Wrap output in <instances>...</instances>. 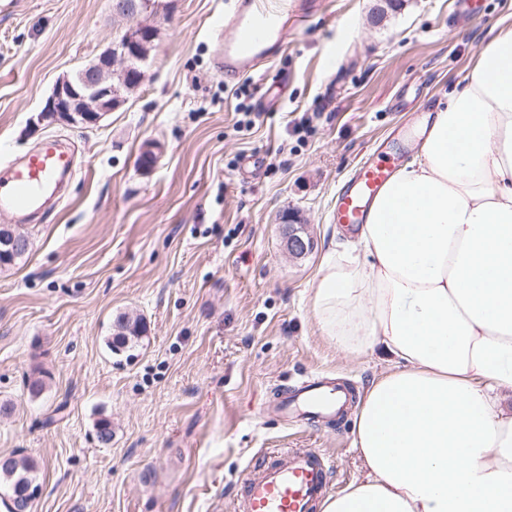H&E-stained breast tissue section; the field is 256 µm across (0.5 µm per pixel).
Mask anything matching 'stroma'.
<instances>
[{
	"label": "stroma",
	"mask_w": 512,
	"mask_h": 512,
	"mask_svg": "<svg viewBox=\"0 0 512 512\" xmlns=\"http://www.w3.org/2000/svg\"><path fill=\"white\" fill-rule=\"evenodd\" d=\"M162 2L142 83L81 130L30 119L126 21L111 0H0V167L49 135L77 155L60 203L21 226L29 252L0 272V403L13 406L0 457L37 462L34 512H235L244 473L277 448L331 455L333 491L361 477L355 408L331 424L269 409L312 375L361 400L387 366L338 351L313 314L324 258L355 239L334 220L337 192L369 154L411 160L426 111L512 26V0H485L477 19L456 0H289L312 6L313 26L227 77L214 50L233 0ZM149 141L161 149L146 167ZM291 212L314 240L300 259L282 236ZM122 314L147 331L115 355Z\"/></svg>",
	"instance_id": "1"
}]
</instances>
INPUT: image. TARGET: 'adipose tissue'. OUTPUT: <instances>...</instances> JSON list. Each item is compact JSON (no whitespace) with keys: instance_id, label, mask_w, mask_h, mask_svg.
Masks as SVG:
<instances>
[{"instance_id":"adipose-tissue-1","label":"adipose tissue","mask_w":512,"mask_h":512,"mask_svg":"<svg viewBox=\"0 0 512 512\" xmlns=\"http://www.w3.org/2000/svg\"><path fill=\"white\" fill-rule=\"evenodd\" d=\"M411 161L312 290L343 353L382 351L323 512H512V27L438 102Z\"/></svg>"}]
</instances>
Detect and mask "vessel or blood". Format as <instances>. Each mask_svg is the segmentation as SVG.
<instances>
[{
    "label": "vessel or blood",
    "instance_id": "obj_1",
    "mask_svg": "<svg viewBox=\"0 0 512 512\" xmlns=\"http://www.w3.org/2000/svg\"><path fill=\"white\" fill-rule=\"evenodd\" d=\"M230 40L218 41L217 57L224 73L245 74L265 61L288 23L267 0H243L229 19ZM394 159L366 160L341 189L336 221L350 227L366 220L374 198L394 172ZM76 167L74 151L48 136L0 172V211L31 214L46 198L56 196ZM348 391L322 381L304 380L276 405L284 418L316 416L335 419L345 408ZM334 463L311 448H288L270 462L254 466L242 480L235 512H319L331 489Z\"/></svg>",
    "mask_w": 512,
    "mask_h": 512
}]
</instances>
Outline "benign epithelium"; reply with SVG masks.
Segmentation results:
<instances>
[{
    "instance_id": "1",
    "label": "benign epithelium",
    "mask_w": 512,
    "mask_h": 512,
    "mask_svg": "<svg viewBox=\"0 0 512 512\" xmlns=\"http://www.w3.org/2000/svg\"><path fill=\"white\" fill-rule=\"evenodd\" d=\"M130 41L122 45L109 44L85 68L74 75L59 78L31 124L39 126L66 125L92 129L99 125L109 112L125 102V95L118 88L115 77H125L133 69L131 62L149 59L157 27L138 22L128 26ZM288 254L304 257L313 248V239L306 225L298 218L288 220L283 230ZM29 249V242L19 238L6 224H0V254L17 255Z\"/></svg>"
}]
</instances>
